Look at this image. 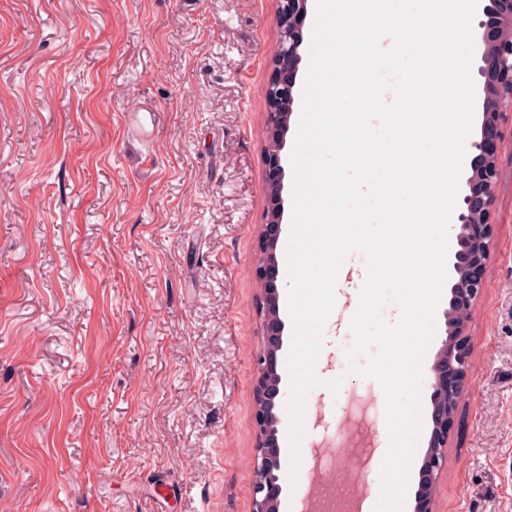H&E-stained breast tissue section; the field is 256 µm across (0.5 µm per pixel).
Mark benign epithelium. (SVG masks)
<instances>
[{
    "label": "benign epithelium",
    "mask_w": 512,
    "mask_h": 512,
    "mask_svg": "<svg viewBox=\"0 0 512 512\" xmlns=\"http://www.w3.org/2000/svg\"><path fill=\"white\" fill-rule=\"evenodd\" d=\"M480 18L475 35L483 47V124L480 140L472 144L468 193L454 212L459 250L453 269L456 280L451 287L450 309L446 312L449 333L431 367V402L433 429L416 492V512H433L436 483L448 463V423L469 388L467 375L471 350L466 332L471 308L482 292L485 271L490 260V241L494 227L490 222L495 197L493 187L500 175L499 145L501 129L512 116V0H486L478 5ZM307 0H275V13L281 22V40L273 59L276 77L268 84L269 102L264 131L284 135L294 103L293 88L301 57L303 19ZM284 140L264 149L267 172L266 190L281 195L283 189L282 151ZM282 202L267 208L265 224L258 232L260 265L257 271L262 344L255 357L253 399L256 444L252 461L253 494L251 512H280L283 488L279 483L282 469L279 444L281 423L275 409L281 392L278 352L283 347V322L279 311V292L275 282L276 257ZM467 297L466 308L458 306V296Z\"/></svg>",
    "instance_id": "1"
}]
</instances>
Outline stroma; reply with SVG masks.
I'll list each match as a JSON object with an SVG mask.
<instances>
[{
	"label": "stroma",
	"mask_w": 512,
	"mask_h": 512,
	"mask_svg": "<svg viewBox=\"0 0 512 512\" xmlns=\"http://www.w3.org/2000/svg\"><path fill=\"white\" fill-rule=\"evenodd\" d=\"M281 39L274 0H0V512H251L262 128ZM151 105L155 135L123 112ZM492 258L468 326L469 394L434 512H512V121ZM317 358L301 456L370 507L388 449L384 392L346 376L366 262L350 253ZM398 512H414L432 431ZM351 439L347 446L341 450L343 464L349 468L357 469L366 453L365 435L360 424L350 426Z\"/></svg>",
	"instance_id": "1"
}]
</instances>
